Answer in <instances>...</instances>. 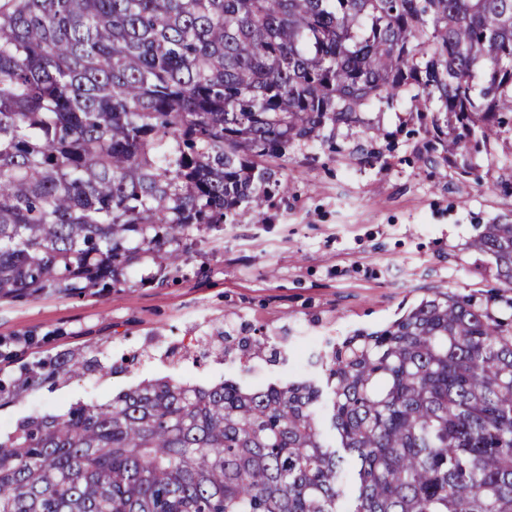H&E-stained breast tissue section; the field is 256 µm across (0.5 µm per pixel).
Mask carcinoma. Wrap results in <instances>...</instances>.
Masks as SVG:
<instances>
[{
    "label": "carcinoma",
    "mask_w": 512,
    "mask_h": 512,
    "mask_svg": "<svg viewBox=\"0 0 512 512\" xmlns=\"http://www.w3.org/2000/svg\"><path fill=\"white\" fill-rule=\"evenodd\" d=\"M460 154L512 116V0H0V299L116 288L288 194L377 103ZM441 288L248 392L172 379L0 437V512H512V224ZM112 367L61 351L0 402ZM8 398H2V394Z\"/></svg>",
    "instance_id": "cac0c4a2"
}]
</instances>
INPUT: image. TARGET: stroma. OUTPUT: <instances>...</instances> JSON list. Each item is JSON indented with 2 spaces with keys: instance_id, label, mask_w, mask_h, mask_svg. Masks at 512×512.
I'll return each mask as SVG.
<instances>
[{
  "instance_id": "1",
  "label": "stroma",
  "mask_w": 512,
  "mask_h": 512,
  "mask_svg": "<svg viewBox=\"0 0 512 512\" xmlns=\"http://www.w3.org/2000/svg\"><path fill=\"white\" fill-rule=\"evenodd\" d=\"M409 100L374 104L365 117L382 136L340 127L335 144L294 150L287 197L258 219L194 233L181 273L136 267L122 288L70 296L50 292L0 301V343L23 364L64 350L103 353L117 372L45 383L0 406V435L29 416L103 404L141 382L170 378L250 390L312 376L296 364L302 337L340 339L374 331L433 289L494 285L489 256L469 242L484 224L512 223V134L468 156L475 175L426 163L429 133L410 122ZM376 145L374 164L357 147ZM223 330L215 357H182L196 337Z\"/></svg>"
}]
</instances>
